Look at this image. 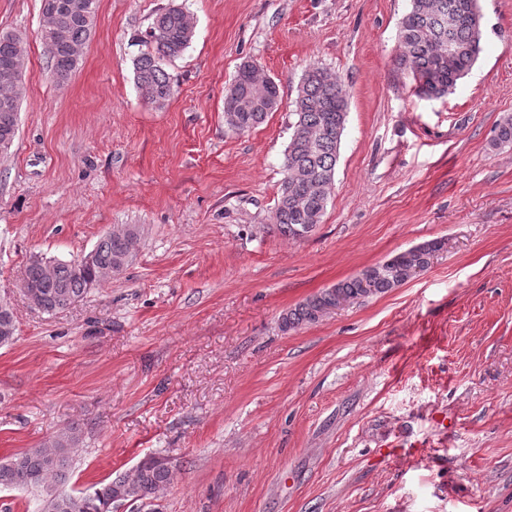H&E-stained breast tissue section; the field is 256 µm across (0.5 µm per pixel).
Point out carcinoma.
<instances>
[{
    "mask_svg": "<svg viewBox=\"0 0 512 512\" xmlns=\"http://www.w3.org/2000/svg\"><path fill=\"white\" fill-rule=\"evenodd\" d=\"M55 2L59 9L42 10V32L59 37V48L50 57L51 69L56 78L65 79L76 69L73 53L84 47L92 34L93 23L86 15L96 13L97 0ZM193 36V21L182 8L168 7L155 15L140 38L145 50L133 60L135 83L149 103L160 107L173 95L163 60L181 56ZM481 38L479 0H410V9L399 22L401 51L395 66L411 80L418 94L442 98L452 93L478 59ZM19 42L16 35L0 34V131L7 133L18 126L13 114L20 112L19 84L8 73ZM349 97L347 86L324 67L313 65L301 78L294 101L296 121L271 216L274 229L284 237L305 240L322 223L335 182ZM280 101V83L256 63L244 61L224 91V121L236 132H248L263 124ZM494 146H512V115L503 117L496 126ZM139 237L135 226L103 236L96 245V264L129 261ZM441 247V242L429 241L409 248L322 289L280 316L281 331L316 324L340 305L360 303L405 284L417 269L429 267ZM25 281L39 293L41 309L47 312L66 308L67 301L76 300L94 285L87 268L56 262L49 272L33 260ZM78 441V429L67 427L52 442L0 463V489L47 492L42 512H112L118 503H152L170 484L176 468L168 457L152 454L137 463L135 473L126 471L98 483L93 499L82 491H48L49 482H66L70 468L66 451Z\"/></svg>",
    "mask_w": 512,
    "mask_h": 512,
    "instance_id": "carcinoma-1",
    "label": "carcinoma"
}]
</instances>
